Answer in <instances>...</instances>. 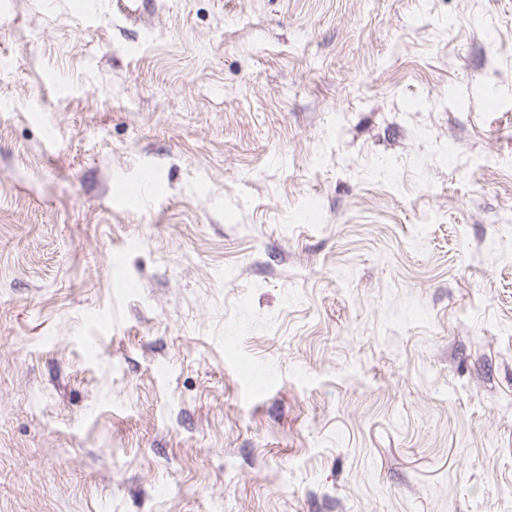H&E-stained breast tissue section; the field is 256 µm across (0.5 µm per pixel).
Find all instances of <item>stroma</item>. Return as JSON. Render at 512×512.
I'll return each mask as SVG.
<instances>
[{
    "mask_svg": "<svg viewBox=\"0 0 512 512\" xmlns=\"http://www.w3.org/2000/svg\"><path fill=\"white\" fill-rule=\"evenodd\" d=\"M0 512H512V0H0Z\"/></svg>",
    "mask_w": 512,
    "mask_h": 512,
    "instance_id": "obj_1",
    "label": "stroma"
}]
</instances>
